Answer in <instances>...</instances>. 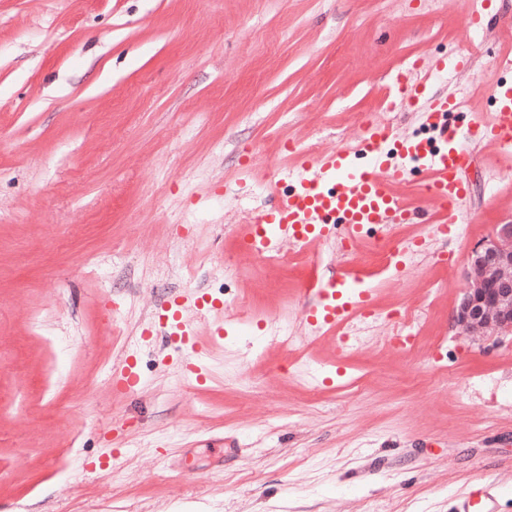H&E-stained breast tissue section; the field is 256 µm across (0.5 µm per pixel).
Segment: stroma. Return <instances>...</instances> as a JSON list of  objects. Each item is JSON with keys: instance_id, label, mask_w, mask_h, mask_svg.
<instances>
[{"instance_id": "1", "label": "stroma", "mask_w": 512, "mask_h": 512, "mask_svg": "<svg viewBox=\"0 0 512 512\" xmlns=\"http://www.w3.org/2000/svg\"><path fill=\"white\" fill-rule=\"evenodd\" d=\"M454 0H0V512H457L476 481L512 512V339L453 323L471 249L512 219V169L476 151L461 227L398 225L419 253L377 273L351 254L283 255L269 286L239 242L288 149L360 139L403 59L458 48ZM432 90L490 112L497 26ZM355 268L371 305L421 310L407 351L375 326L339 348L301 321L310 262ZM230 316L192 325L208 380L143 331L170 296ZM292 326V350L258 323ZM134 358L131 392L113 372Z\"/></svg>"}]
</instances>
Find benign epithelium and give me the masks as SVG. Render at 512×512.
<instances>
[{"label":"benign epithelium","mask_w":512,"mask_h":512,"mask_svg":"<svg viewBox=\"0 0 512 512\" xmlns=\"http://www.w3.org/2000/svg\"><path fill=\"white\" fill-rule=\"evenodd\" d=\"M467 276L455 325L473 335L512 334V221L472 249Z\"/></svg>","instance_id":"obj_1"}]
</instances>
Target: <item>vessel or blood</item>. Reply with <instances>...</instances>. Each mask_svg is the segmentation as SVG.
Instances as JSON below:
<instances>
[{
  "mask_svg": "<svg viewBox=\"0 0 512 512\" xmlns=\"http://www.w3.org/2000/svg\"><path fill=\"white\" fill-rule=\"evenodd\" d=\"M459 8L464 19L462 38L490 24L512 37V21L493 13L490 0H459ZM470 64L471 58L464 52L427 65L416 62L386 84L381 111H389L400 102L409 103L416 108L427 137L408 138L395 134L388 125L371 123L357 143H341L323 154L297 152L298 187L257 214L256 229L247 238L249 246L267 250L281 235L296 244L325 241L337 231L356 243L364 227L404 223L426 203L436 208L435 223L454 227L459 221V204L470 193L466 174L475 160L474 146L494 143L502 161H512V84L497 85L490 116L475 115L463 128L451 122L452 116L461 112V103L454 95L431 92L428 86L427 79L433 73L447 68L465 70ZM410 162L423 174L416 197L400 191L405 166ZM358 276L351 267L330 277L310 267L302 285L307 297L304 321L333 333L367 313L371 308L369 292H360L354 302L342 298L347 280ZM183 311L181 298H174L169 307L157 313L154 333L177 337L182 347V376L197 382L205 369L195 337L185 331ZM492 499L486 487L473 486L459 512H492Z\"/></svg>",
  "mask_w": 512,
  "mask_h": 512,
  "instance_id": "vessel-or-blood-1",
  "label": "vessel or blood"
}]
</instances>
